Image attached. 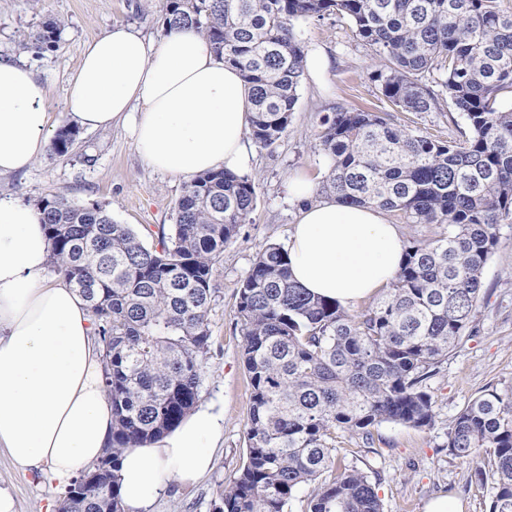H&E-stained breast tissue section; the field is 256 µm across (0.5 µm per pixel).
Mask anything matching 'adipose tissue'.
<instances>
[{"label":"adipose tissue","mask_w":512,"mask_h":512,"mask_svg":"<svg viewBox=\"0 0 512 512\" xmlns=\"http://www.w3.org/2000/svg\"><path fill=\"white\" fill-rule=\"evenodd\" d=\"M66 112L88 131L129 124L139 156L184 180L246 170L250 88L195 30L158 41L115 26L88 41L69 80ZM45 85L28 65L0 59V175L32 167L47 146ZM303 207L288 239L293 278L349 304L394 280L402 243L381 210L316 196L294 176ZM51 244L37 208L0 197V450L26 472L66 486L102 456L112 406L85 301L48 277ZM224 414L198 408L173 431L128 449L118 471L125 512H146L166 481H197L212 465Z\"/></svg>","instance_id":"obj_1"}]
</instances>
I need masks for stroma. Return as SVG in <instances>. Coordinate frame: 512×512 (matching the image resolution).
<instances>
[{
    "label": "stroma",
    "instance_id": "35a3bbf8",
    "mask_svg": "<svg viewBox=\"0 0 512 512\" xmlns=\"http://www.w3.org/2000/svg\"><path fill=\"white\" fill-rule=\"evenodd\" d=\"M166 5L167 0H0V58L34 64L48 87L53 124L60 128L69 123L64 97L83 44L116 25H130L145 37L161 39ZM50 18L64 23L57 46L35 51V35ZM295 32L303 46L329 47L333 68L325 84L309 76L302 80L286 132L272 146L254 148L248 175L255 184L256 206L238 235L225 244L213 269L211 347L202 360L199 401L223 409L224 434L213 451L212 471L194 484L169 479L151 512H213L214 502L245 460L252 388L241 358L244 338L236 294L261 249L288 243L299 215V205L288 192L290 179L306 172L320 182L327 174L318 149L323 117L343 106L390 112L398 124L448 139L467 128L462 115L452 110L394 112L370 78L386 62L357 37L349 22L301 18ZM184 185V180L150 168L130 133L119 125L79 130L67 155L49 149L30 170L1 177L0 195L31 205L61 193L80 204L97 202L150 245L158 226L174 224ZM497 235L498 248L484 270V301L473 333L428 381L435 425L419 429L385 422L375 429L372 443L349 435L343 439L342 460L379 476L383 512H425L427 503L440 496L459 500L461 512L490 510L493 485L476 481L472 466L449 454L448 426L485 390L512 389V224L500 225ZM0 487L13 495L16 512H58L65 497L55 481L20 471L2 451Z\"/></svg>",
    "mask_w": 512,
    "mask_h": 512
}]
</instances>
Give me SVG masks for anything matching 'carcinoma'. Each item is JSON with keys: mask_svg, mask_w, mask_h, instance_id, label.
I'll use <instances>...</instances> for the list:
<instances>
[{"mask_svg": "<svg viewBox=\"0 0 512 512\" xmlns=\"http://www.w3.org/2000/svg\"><path fill=\"white\" fill-rule=\"evenodd\" d=\"M330 16L349 20L388 60L371 79L391 103L440 109L423 81L435 72L468 131L443 141L344 107L322 119L319 149L334 159L324 192L443 231L408 241L386 295L355 314L301 288L282 247L257 253L237 297L252 387L246 461L214 512H288L312 483L303 512H383L370 476L336 458L337 439L370 442L385 422L435 424L427 380L471 328L498 226L512 223V107L499 102L512 93V12L500 0H167L163 31L196 29L239 70L251 86L249 138L267 148L287 130L304 75L293 21ZM61 27L44 22L38 48H55ZM77 135L62 128L52 150L67 154ZM255 205L248 176L203 172L184 185L175 224L148 247L98 203L38 200L52 267L89 305L112 404V443L93 468L101 483L68 491L59 512H123L124 452L196 405L213 267ZM448 451L492 480L490 512H512V391L467 404L448 427Z\"/></svg>", "mask_w": 512, "mask_h": 512, "instance_id": "cac0c4a2", "label": "carcinoma"}]
</instances>
